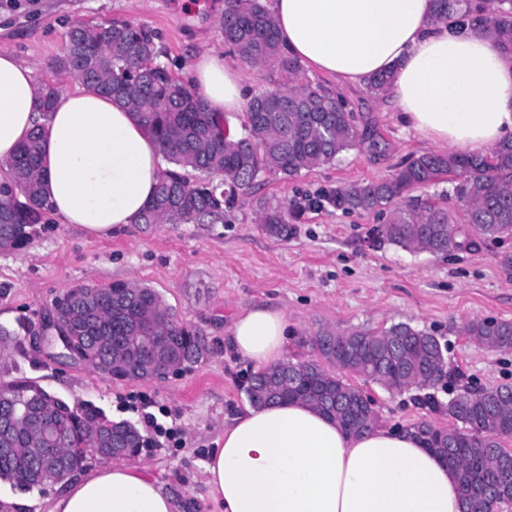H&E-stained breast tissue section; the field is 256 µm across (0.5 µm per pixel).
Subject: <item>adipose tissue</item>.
I'll return each instance as SVG.
<instances>
[{
	"label": "adipose tissue",
	"instance_id": "ef3b65f1",
	"mask_svg": "<svg viewBox=\"0 0 512 512\" xmlns=\"http://www.w3.org/2000/svg\"><path fill=\"white\" fill-rule=\"evenodd\" d=\"M283 51L354 86L393 71L387 97L404 127L450 147L482 152L512 139V57L470 18L439 22L432 0H271ZM213 112L243 113L250 88L236 60L211 49L186 73ZM34 69L0 55V163L41 134L39 180L57 223L97 236L135 223L164 169L158 142L124 104L82 83L37 109ZM278 310L242 311L229 344L254 369L285 354ZM224 512H463L452 469L418 436L375 426L351 435L302 401L233 417L204 464ZM48 512H178L147 472L108 466L67 487Z\"/></svg>",
	"mask_w": 512,
	"mask_h": 512
}]
</instances>
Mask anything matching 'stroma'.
Masks as SVG:
<instances>
[{
  "instance_id": "1",
  "label": "stroma",
  "mask_w": 512,
  "mask_h": 512,
  "mask_svg": "<svg viewBox=\"0 0 512 512\" xmlns=\"http://www.w3.org/2000/svg\"><path fill=\"white\" fill-rule=\"evenodd\" d=\"M224 0H0V53L31 64L39 85L75 89L77 79L51 69L73 24L127 21L156 31L164 61L182 74L198 52L224 49ZM253 92L299 85L337 96L356 113L370 140L335 162L293 176L268 173L240 193L218 223L130 224L108 237L75 224L38 225L24 248H0V325L13 329L0 344V382L26 378L69 402H90L115 421L135 426L147 441L117 465L147 471L183 512H220L204 482L203 464L224 434V421L248 406V362L227 346L229 328L244 309L282 311L295 338L319 326L382 329L406 322L437 336L464 382L512 384V352L490 350L465 336L474 318L512 321V236L471 250L435 256L377 240L385 216L347 213L327 200L353 183L384 180L409 157L434 150L433 141L403 128L386 97L341 86L307 67L287 76L273 65H242ZM302 204L288 234L270 236L259 216L265 205ZM126 281L154 288L181 321L205 336L198 364L150 382L104 376L83 362L51 355L35 342L55 304L69 290ZM345 380L374 398L380 425L406 427L431 418L451 427L447 413H430L412 393H391L354 373ZM155 415L170 435L148 427ZM64 489L49 484L23 491L0 481V512H47Z\"/></svg>"
}]
</instances>
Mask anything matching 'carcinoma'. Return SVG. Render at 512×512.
<instances>
[{
  "label": "carcinoma",
  "instance_id": "obj_1",
  "mask_svg": "<svg viewBox=\"0 0 512 512\" xmlns=\"http://www.w3.org/2000/svg\"><path fill=\"white\" fill-rule=\"evenodd\" d=\"M438 21L461 12L479 13L497 48L512 56V0H432ZM224 43L255 65L275 64L296 74L299 63L278 44L274 20L263 0H224ZM158 36L126 22L78 23L69 31L63 55L52 66L93 83L105 95L136 112L161 145L170 168L163 171L152 202L137 223L189 224L217 221L233 208L240 191L266 172L292 176L302 169L328 165L366 140L354 113L342 101L299 86L277 87L254 96L239 135H230L224 114L210 112L157 59ZM390 72L367 83L383 95ZM281 98L285 108L269 112L265 98ZM40 133L33 132L10 163L13 178L0 182V245L23 247L50 212L39 182ZM199 178L192 181L187 172ZM446 176L453 184V207L433 205L413 192ZM345 212L389 213L376 237L405 250L435 256L453 249L512 234V141L487 154L433 150L402 163L382 181L348 185L328 197ZM286 207H267L261 215L266 232L288 234ZM69 306L56 311V326L77 336L82 362L101 374L148 381L167 364L200 362L208 346L191 326L179 322L160 295L148 286L115 282L106 287L79 286ZM465 333L492 350H512V322L474 319ZM313 358L285 360L252 375L247 387L256 407L288 400L311 404L357 434L378 425L374 407H363L367 394L328 371V364L374 380L391 391H418L417 399L435 411L434 390L448 380V415L462 423L444 428L430 420L412 424L427 447L454 471L466 512H504L512 506V385L475 389L460 380L437 337L408 323L382 330L364 327L319 328L301 340ZM27 412L51 431L67 434L58 447L18 417ZM0 480L30 490L46 478L64 482L67 465L54 472L38 463V452L67 457L73 448L93 444L107 454L132 456L143 446L137 428L114 421L92 405L69 404L28 379L0 385Z\"/></svg>",
  "mask_w": 512,
  "mask_h": 512
}]
</instances>
